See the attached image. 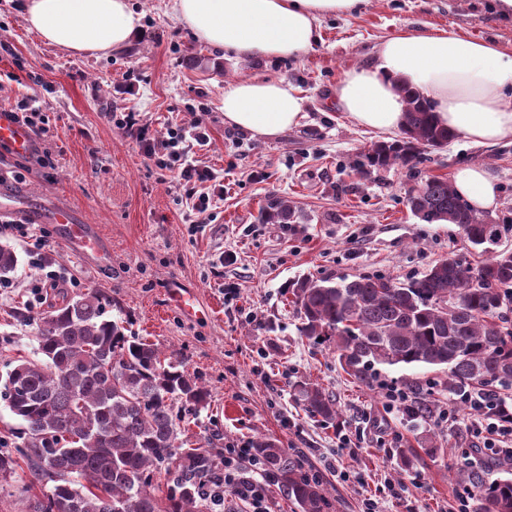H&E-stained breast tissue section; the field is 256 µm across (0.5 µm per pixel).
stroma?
<instances>
[{"label": "stroma", "mask_w": 512, "mask_h": 512, "mask_svg": "<svg viewBox=\"0 0 512 512\" xmlns=\"http://www.w3.org/2000/svg\"><path fill=\"white\" fill-rule=\"evenodd\" d=\"M132 3L147 31L141 41L77 56L29 31L23 0H0V105L38 91L56 155L54 167L29 168L0 144V170H22L0 182V194L36 217L34 232L47 234L37 255L13 244L19 266L0 288V375L17 357L35 355L28 304L48 264L59 276L44 288L40 311L66 295L99 292L108 318L183 356L206 383L207 408L187 417L190 440L222 448L250 445L259 435L276 439L327 484L330 512H362L367 498L380 512H448L467 492L453 474L467 465L464 450L474 440L464 425L438 421L439 411L455 406L442 389L444 373L383 366L377 383L355 382L326 345L301 336L289 287L304 277L336 281L358 273L403 281L451 256L482 262L458 225L422 222L406 203L427 178L451 177L463 165L483 166L494 180L491 217L507 227L498 247L512 250V144L487 149L459 136L425 150L415 170L363 178L354 165L381 135L334 103L344 73L366 65L399 31L452 29L512 52V20L497 14L493 0H365L352 15L324 18L320 41L301 59L234 64L177 21L171 0ZM263 77L288 81L303 98L300 124L268 139L224 122L225 85ZM121 85L133 94L118 93ZM131 108L158 136L175 124L190 128L206 113L211 144L192 157L223 173V203L196 213L183 185L106 119ZM271 196L288 199L300 222L262 223ZM59 208L98 226L112 249L110 264H91L65 243L52 222ZM228 285L238 291L230 302ZM182 293L194 299L192 314L179 307ZM306 379L335 398L339 427L322 426L298 403L294 386ZM388 385L430 397L429 414L413 419L404 408L387 409ZM402 445L415 450L406 468L392 455Z\"/></svg>", "instance_id": "1"}]
</instances>
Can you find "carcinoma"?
Segmentation results:
<instances>
[{
	"instance_id": "carcinoma-1",
	"label": "carcinoma",
	"mask_w": 512,
	"mask_h": 512,
	"mask_svg": "<svg viewBox=\"0 0 512 512\" xmlns=\"http://www.w3.org/2000/svg\"><path fill=\"white\" fill-rule=\"evenodd\" d=\"M401 137L374 143L357 163L359 174L414 167L424 148L455 138L431 104L404 86ZM411 213L428 224H456L474 246L495 245L505 231L487 224L445 177H431L409 194ZM267 224H296L284 198L263 211ZM18 256L0 244V279ZM300 333L321 341L343 371L368 383L375 366L439 367L444 390L456 396L484 391L505 408L512 391V251L492 250L479 266L450 257L400 282L359 274L338 282L305 278L292 290ZM39 359L7 371L4 399L23 421L0 438V481L26 464L41 496L32 512H225L224 449L184 447L185 413L209 404L210 391L177 358L105 318L100 295L63 301L33 319ZM304 410L319 422L339 418L336 400L321 386L296 385ZM251 454L288 492L297 512H329L328 489L302 459L262 436ZM457 482L478 496L477 512H512V478L489 480L464 466Z\"/></svg>"
}]
</instances>
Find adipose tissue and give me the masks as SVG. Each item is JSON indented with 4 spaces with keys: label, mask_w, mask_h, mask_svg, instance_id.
Listing matches in <instances>:
<instances>
[{
    "label": "adipose tissue",
    "mask_w": 512,
    "mask_h": 512,
    "mask_svg": "<svg viewBox=\"0 0 512 512\" xmlns=\"http://www.w3.org/2000/svg\"><path fill=\"white\" fill-rule=\"evenodd\" d=\"M365 0H172L178 22L220 58L299 59L316 43L321 19L358 12ZM25 19L49 45L71 53H108L145 34L131 0H27ZM433 103L440 121L472 144L512 141V52L457 31L402 30L378 45L370 65L344 73L336 105L357 125L400 130L402 84ZM303 100L287 81L244 79L224 88V121L259 137L299 125ZM458 195L479 211L497 206L495 184L477 165L451 175Z\"/></svg>",
    "instance_id": "1"
}]
</instances>
